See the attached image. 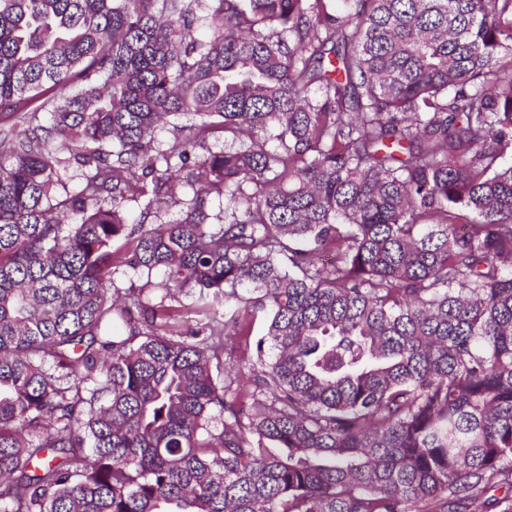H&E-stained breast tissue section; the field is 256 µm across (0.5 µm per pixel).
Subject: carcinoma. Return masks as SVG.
<instances>
[{"instance_id":"cac0c4a2","label":"carcinoma","mask_w":512,"mask_h":512,"mask_svg":"<svg viewBox=\"0 0 512 512\" xmlns=\"http://www.w3.org/2000/svg\"><path fill=\"white\" fill-rule=\"evenodd\" d=\"M509 149L512 0H0V512H512Z\"/></svg>"}]
</instances>
